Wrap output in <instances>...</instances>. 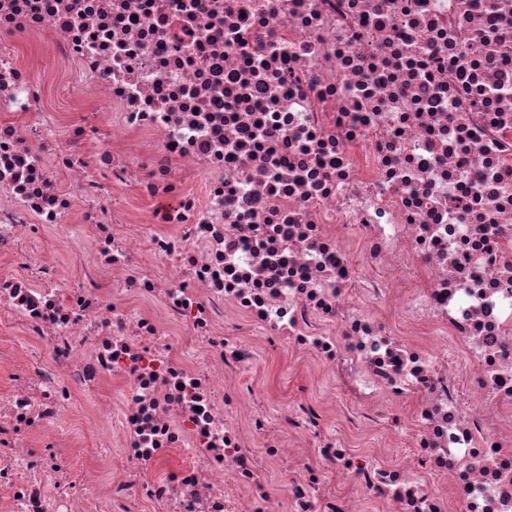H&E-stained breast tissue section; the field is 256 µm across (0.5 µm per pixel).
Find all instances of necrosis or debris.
<instances>
[{"label": "necrosis or debris", "instance_id": "necrosis-or-debris-1", "mask_svg": "<svg viewBox=\"0 0 512 512\" xmlns=\"http://www.w3.org/2000/svg\"><path fill=\"white\" fill-rule=\"evenodd\" d=\"M0 334L8 512H512V0H0ZM264 374L268 387L276 391H288V399H299L304 396L305 381L298 373L288 369V357L285 349L269 351L266 355Z\"/></svg>", "mask_w": 512, "mask_h": 512}]
</instances>
